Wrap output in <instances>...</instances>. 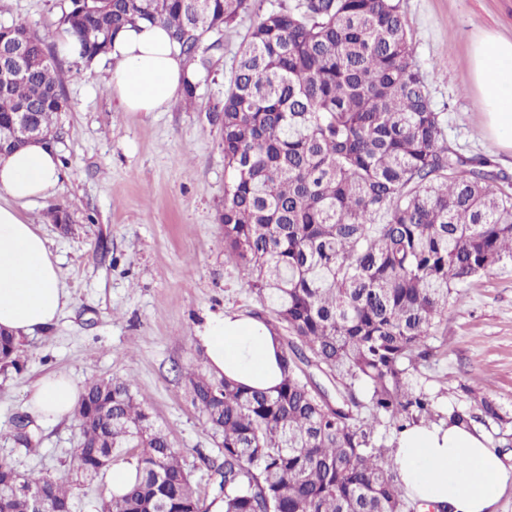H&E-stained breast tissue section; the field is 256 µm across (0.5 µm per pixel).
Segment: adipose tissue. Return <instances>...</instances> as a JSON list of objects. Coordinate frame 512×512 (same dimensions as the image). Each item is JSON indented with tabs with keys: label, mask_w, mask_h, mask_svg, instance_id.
<instances>
[{
	"label": "adipose tissue",
	"mask_w": 512,
	"mask_h": 512,
	"mask_svg": "<svg viewBox=\"0 0 512 512\" xmlns=\"http://www.w3.org/2000/svg\"><path fill=\"white\" fill-rule=\"evenodd\" d=\"M107 86L127 112H162L183 92L191 69L163 23L127 28L112 42ZM473 80L485 108L489 138L512 150V39L492 31L476 37ZM57 152L39 143L0 159V326L23 336L51 324L67 302V292L47 242L17 211L47 197L60 182ZM197 337L208 368L244 385L269 389L281 378L277 342L261 321L235 312L207 318ZM79 390L65 375L53 374L31 389L29 404L43 419L71 414ZM406 494L439 504L447 512H491L512 471L476 431L446 425L405 429L394 452Z\"/></svg>",
	"instance_id": "obj_1"
}]
</instances>
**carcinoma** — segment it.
<instances>
[{"label":"carcinoma","instance_id":"carcinoma-1","mask_svg":"<svg viewBox=\"0 0 512 512\" xmlns=\"http://www.w3.org/2000/svg\"><path fill=\"white\" fill-rule=\"evenodd\" d=\"M70 0L61 17L90 68L138 20L161 22L191 64L184 97L208 82L214 41L249 0ZM23 37L30 69L0 80V125L21 106L44 132L68 107L48 35L0 22V41ZM212 121L223 132L224 251L262 310L252 316L279 345L271 390L188 372L192 404L223 449L224 512H415L394 463L404 429L471 428L474 413L418 385L427 345L460 288L512 260V185L485 156L448 143L415 62L400 0H301L264 13L242 50ZM21 341L0 330V366L19 365ZM81 439L73 469L137 450L135 483L111 512H200L191 473L132 385L91 381L74 410ZM43 492L72 512L73 492L48 475L0 460V479ZM0 494V512H29Z\"/></svg>","mask_w":512,"mask_h":512}]
</instances>
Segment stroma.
Masks as SVG:
<instances>
[{
  "mask_svg": "<svg viewBox=\"0 0 512 512\" xmlns=\"http://www.w3.org/2000/svg\"><path fill=\"white\" fill-rule=\"evenodd\" d=\"M251 0L217 35L213 72L193 106L175 100L163 112H122L105 85V63L86 69L57 56L69 104L56 123L53 147L65 175L50 196L24 206L28 223L47 239L70 302L49 326L22 339L19 368H0V459L25 474L68 477L80 439L76 417L33 419L32 449L15 437L16 417L28 415L29 391L60 373L85 386L96 379L131 383L153 418L182 452L201 506L220 492L214 472L222 450L191 403L185 374L205 366L196 332L211 315H250L260 305L235 262L224 253V149L211 120L230 88L248 36L277 2ZM69 0H5L6 17L39 33L58 35ZM415 60L449 143L484 155L512 175V153L484 130V108L473 83L471 45L484 31L512 38V0H402ZM69 215V231L51 218ZM429 343L434 356L420 367L421 384L440 408L487 399L507 418L476 420L474 428L512 470V261L462 288ZM474 393H465L467 385Z\"/></svg>",
  "mask_w": 512,
  "mask_h": 512,
  "instance_id": "1",
  "label": "stroma"
}]
</instances>
